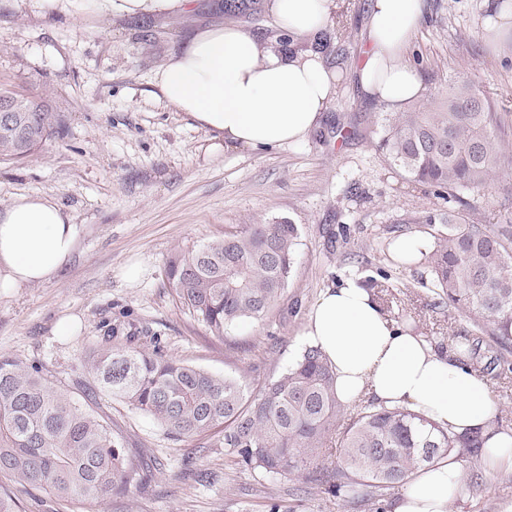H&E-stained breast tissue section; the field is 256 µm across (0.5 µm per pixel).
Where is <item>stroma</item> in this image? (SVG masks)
Listing matches in <instances>:
<instances>
[{
	"mask_svg": "<svg viewBox=\"0 0 512 512\" xmlns=\"http://www.w3.org/2000/svg\"><path fill=\"white\" fill-rule=\"evenodd\" d=\"M245 0H195L192 13L152 20L100 19L71 7L44 14L38 0H0V82L47 91L62 133L23 162L0 159V209L15 197L55 198L80 228L58 278L0 289V356L44 365L49 378L82 397L93 351L115 332L120 343L153 349L255 392L303 352L300 334L322 291L345 280H381L383 309L415 312L421 335L441 354L455 351L467 325L452 306H435L422 282L425 262L402 264L390 243L427 234L422 212L447 208L434 188L391 170L377 151L374 119L383 107L362 93L368 0L326 28L324 59L341 79L320 124L300 143L245 149L224 144L154 94L150 78L193 28L236 21L263 37L277 27L268 9ZM482 0H429L413 59L426 98L468 81L495 102H512V37L493 43ZM499 180L469 194L470 220L496 229ZM285 217L298 226L296 262L285 291L260 321L216 335L183 309L165 276L168 261L245 224ZM75 319L74 335H61ZM479 359L480 376L503 427L512 428V373ZM93 402L126 450L150 469L144 481L100 504L61 500L8 480L21 512H375L343 504L309 473L271 480L235 464L218 436L168 437L157 422L104 394ZM449 512H512V471L466 460Z\"/></svg>",
	"mask_w": 512,
	"mask_h": 512,
	"instance_id": "35a3bbf8",
	"label": "stroma"
}]
</instances>
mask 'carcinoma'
<instances>
[{"mask_svg": "<svg viewBox=\"0 0 512 512\" xmlns=\"http://www.w3.org/2000/svg\"><path fill=\"white\" fill-rule=\"evenodd\" d=\"M33 112L16 113L18 128L0 126V157L34 156L62 128L44 93L0 85ZM378 150L394 172L463 202L484 187L505 157L508 127L495 103L475 85L448 88L425 107L376 115ZM502 222L489 230L464 212L426 211L414 223L430 227L424 255L431 292L468 314L465 340L497 346L494 361L512 371V183L501 188ZM297 225L276 218L224 233L173 257L169 287L182 308L222 335L259 321L280 297L295 261ZM94 390L155 419L181 441L217 430L224 453L265 477L301 474L339 447L341 466L315 480L338 498H377L455 451L477 456L481 430L448 433L405 407L368 402L356 412L336 396V376L319 349L306 348L279 376L248 395L220 377L160 350L111 342L98 347ZM126 439L88 402L71 398L41 365L0 357V474L62 499L102 502L127 488L138 471Z\"/></svg>", "mask_w": 512, "mask_h": 512, "instance_id": "obj_1", "label": "carcinoma"}]
</instances>
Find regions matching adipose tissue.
<instances>
[{
  "label": "adipose tissue",
  "mask_w": 512,
  "mask_h": 512,
  "mask_svg": "<svg viewBox=\"0 0 512 512\" xmlns=\"http://www.w3.org/2000/svg\"><path fill=\"white\" fill-rule=\"evenodd\" d=\"M194 0H88L95 16L186 15ZM336 0H268L278 37L259 38L236 25L196 30L156 69L159 99L200 126L245 148L299 143L318 125L338 76L319 53L293 51L332 21ZM427 0H370L363 91L396 108L424 91L410 50ZM80 229L54 199L21 195L0 212V288L36 285L58 276ZM304 340L325 355L345 402L368 396L404 406L461 434L483 428V460L512 470V431H493L494 401L485 382L457 355L441 356L425 338L396 325L357 280L325 289L312 306ZM464 464L447 458L411 479L394 512H448Z\"/></svg>",
  "instance_id": "ef3b65f1"
}]
</instances>
